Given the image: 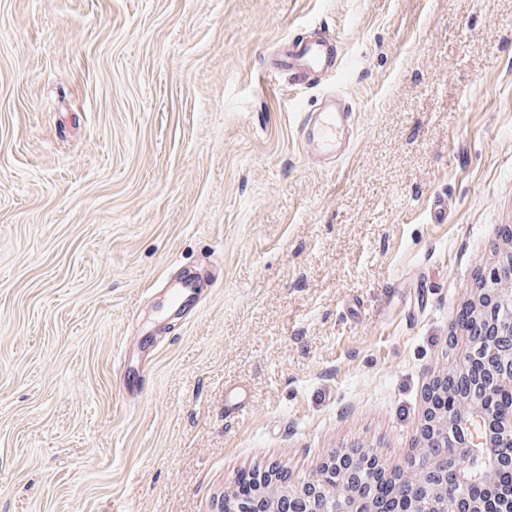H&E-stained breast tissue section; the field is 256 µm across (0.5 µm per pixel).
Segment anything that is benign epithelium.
<instances>
[{
  "label": "benign epithelium",
  "instance_id": "benign-epithelium-1",
  "mask_svg": "<svg viewBox=\"0 0 512 512\" xmlns=\"http://www.w3.org/2000/svg\"><path fill=\"white\" fill-rule=\"evenodd\" d=\"M474 324L462 334V345L452 372L474 360L482 361L487 374L480 385L485 396H457L450 405L437 398L429 404L422 442L401 468L403 484L426 488L444 500V512H491L484 503L469 497L471 483L457 472L454 489H448V455L435 456L430 443L439 433L451 441L454 454L483 462V480L496 481L506 467L512 472V415L501 417L489 404L497 390L512 393V252L477 289L470 302ZM376 448H341L322 463L307 481L290 486L279 479L282 467L273 465L258 474L255 498L241 500L225 492L220 512H328L340 504V512H378L364 496L366 470L379 465Z\"/></svg>",
  "mask_w": 512,
  "mask_h": 512
}]
</instances>
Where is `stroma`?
<instances>
[{
	"label": "stroma",
	"instance_id": "1",
	"mask_svg": "<svg viewBox=\"0 0 512 512\" xmlns=\"http://www.w3.org/2000/svg\"><path fill=\"white\" fill-rule=\"evenodd\" d=\"M315 33L322 84L273 68ZM326 89L336 163L297 131ZM509 252L512 0H0V512L400 465ZM183 275L207 287L172 317Z\"/></svg>",
	"mask_w": 512,
	"mask_h": 512
}]
</instances>
